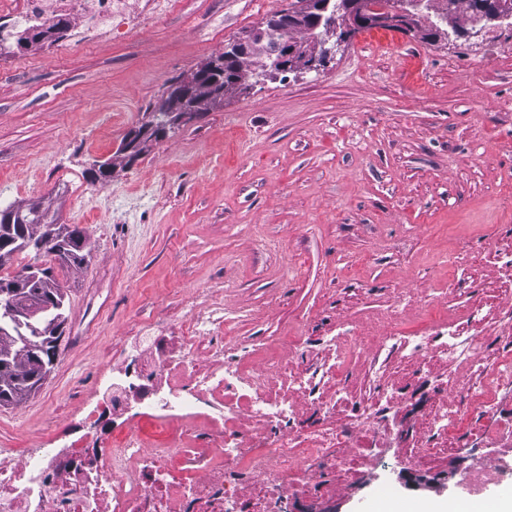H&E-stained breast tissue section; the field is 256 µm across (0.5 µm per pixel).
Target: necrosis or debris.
I'll use <instances>...</instances> for the list:
<instances>
[{
    "label": "necrosis or debris",
    "mask_w": 512,
    "mask_h": 512,
    "mask_svg": "<svg viewBox=\"0 0 512 512\" xmlns=\"http://www.w3.org/2000/svg\"><path fill=\"white\" fill-rule=\"evenodd\" d=\"M127 10V0H10L0 30L56 16L95 30ZM457 291L453 279L395 291L375 339L357 325L291 337L293 354L271 377L221 346L201 363L193 331L142 337L138 362L107 396L112 436L0 461V512H304L330 495L333 475L403 461L424 469L458 448L496 451L458 473L467 497L511 485L512 289L447 308ZM408 305L428 317L414 332L402 322ZM442 307L447 318H432ZM360 357L368 379L354 389L346 372ZM145 419L167 430L156 447Z\"/></svg>",
    "instance_id": "1"
}]
</instances>
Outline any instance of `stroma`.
Listing matches in <instances>:
<instances>
[{
  "label": "stroma",
  "instance_id": "obj_1",
  "mask_svg": "<svg viewBox=\"0 0 512 512\" xmlns=\"http://www.w3.org/2000/svg\"><path fill=\"white\" fill-rule=\"evenodd\" d=\"M130 2L111 37L76 23L0 56V209L48 199L89 250L56 271L67 330L41 388L0 407L1 449L66 445L145 329L172 336L222 307L225 346L267 343L252 364L270 372L282 337L367 324L391 291L440 287L459 238L473 252L459 304L471 281L503 282L483 243L512 234V49L362 31L321 70L203 105L127 164L122 141L169 86L291 0H176L149 20ZM382 481L337 479L330 503L368 512Z\"/></svg>",
  "mask_w": 512,
  "mask_h": 512
}]
</instances>
